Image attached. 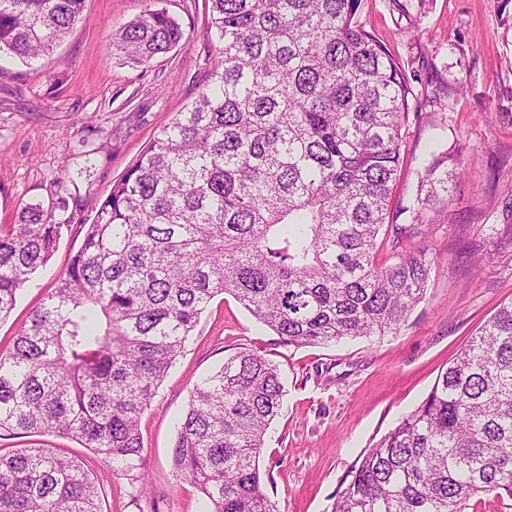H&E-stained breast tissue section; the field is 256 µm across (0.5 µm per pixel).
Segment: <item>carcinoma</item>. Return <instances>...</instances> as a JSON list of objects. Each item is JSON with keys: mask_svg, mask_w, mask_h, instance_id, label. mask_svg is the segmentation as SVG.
I'll return each instance as SVG.
<instances>
[{"mask_svg": "<svg viewBox=\"0 0 512 512\" xmlns=\"http://www.w3.org/2000/svg\"><path fill=\"white\" fill-rule=\"evenodd\" d=\"M362 0H211L219 45L207 82L112 185L55 288L0 350V431L51 433L111 461L140 456L139 423L218 295L290 345L399 333L431 274L424 212L447 206L448 159L410 212L418 243L376 254L390 226L411 85L358 23ZM84 0H0V54L54 51ZM180 24L148 9L112 36L138 64ZM60 196L0 226V321L52 255ZM285 386L251 349L196 382L177 430L176 476L204 512H277L259 467ZM512 497V303L499 308L414 410L351 465L331 512H468ZM75 457L0 452V512H102ZM478 497L471 501V504L475 503L474 512H512V497L500 496L495 492Z\"/></svg>", "mask_w": 512, "mask_h": 512, "instance_id": "1", "label": "carcinoma"}]
</instances>
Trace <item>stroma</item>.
<instances>
[{
    "instance_id": "obj_1",
    "label": "stroma",
    "mask_w": 512,
    "mask_h": 512,
    "mask_svg": "<svg viewBox=\"0 0 512 512\" xmlns=\"http://www.w3.org/2000/svg\"><path fill=\"white\" fill-rule=\"evenodd\" d=\"M166 8L184 36L150 64L126 62L112 35L147 9ZM399 62L414 93L393 189V221L434 156L460 175L435 208L425 301L398 334L329 345L283 343L233 297H215L140 420L134 465L107 461L52 434L0 432V449L43 447L82 460L103 491V512H203L176 478L171 455L195 382L242 348L279 368L286 395L265 435L259 466L278 512H328L341 479L372 441L415 409L483 323L512 301V0H427L405 18L389 0L358 15ZM208 0H85L55 52L24 65L0 59V225L24 205L67 197L71 228L0 322V349L79 250L83 225L148 144L197 97L216 55ZM496 235H489L488 226Z\"/></svg>"
}]
</instances>
